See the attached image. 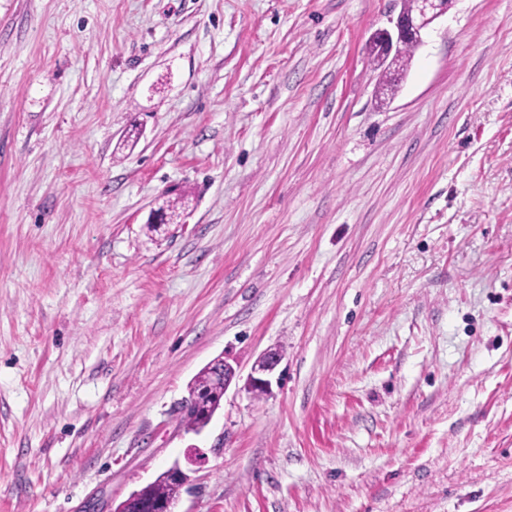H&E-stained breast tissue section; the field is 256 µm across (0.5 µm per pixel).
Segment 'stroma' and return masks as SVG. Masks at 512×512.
<instances>
[{"label": "stroma", "mask_w": 512, "mask_h": 512, "mask_svg": "<svg viewBox=\"0 0 512 512\" xmlns=\"http://www.w3.org/2000/svg\"><path fill=\"white\" fill-rule=\"evenodd\" d=\"M401 8L0 0V512L190 447L175 512H512V0H451L380 104ZM282 356L276 349L263 352L254 362L246 380V387L252 393H267L271 387V378L280 364ZM209 363L188 387V397L182 406V422L189 431L197 433L208 426L210 417L219 408L222 399L217 396L223 389L221 375Z\"/></svg>", "instance_id": "obj_1"}]
</instances>
